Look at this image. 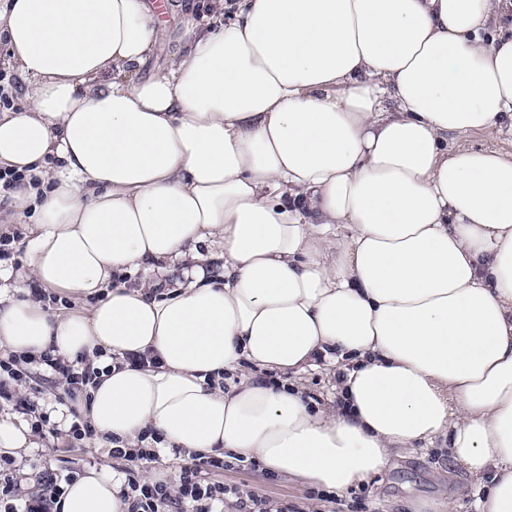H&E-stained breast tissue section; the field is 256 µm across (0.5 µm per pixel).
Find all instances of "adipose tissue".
Instances as JSON below:
<instances>
[{"label":"adipose tissue","mask_w":512,"mask_h":512,"mask_svg":"<svg viewBox=\"0 0 512 512\" xmlns=\"http://www.w3.org/2000/svg\"><path fill=\"white\" fill-rule=\"evenodd\" d=\"M512 0H0V353L96 356L77 408L343 493L444 436L512 512ZM168 69L143 78L153 49ZM138 273L139 285L115 282ZM61 294L53 311L35 289ZM152 357L114 368L112 356ZM334 367L340 404L296 380ZM87 470L61 512H124ZM0 70L6 75V78L10 80V83L13 84L12 88H9L12 91L14 106L19 107L25 103L24 93L26 89V82L16 74V72L7 65L5 60V55L0 53ZM0 75V103H3V106L9 107L12 104V96L10 99L9 93L5 92V87L2 85V81L5 79V76ZM7 79L5 82H7ZM448 144L450 147L457 146L458 144H466L474 148L494 146L503 153L512 155V137L500 135L494 130L468 134L460 138L449 135ZM0 231L3 234L17 233L19 240L11 254L10 259L1 261V269L18 270L25 266L27 259V243L29 240V224H1ZM0 235V260L1 257H8L12 250V244L15 242V237L8 235Z\"/></svg>","instance_id":"obj_1"}]
</instances>
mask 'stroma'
<instances>
[{
  "label": "stroma",
  "mask_w": 512,
  "mask_h": 512,
  "mask_svg": "<svg viewBox=\"0 0 512 512\" xmlns=\"http://www.w3.org/2000/svg\"><path fill=\"white\" fill-rule=\"evenodd\" d=\"M27 395L50 412L57 429L56 436L37 437L36 447L21 453V460L33 463L28 481H35L37 473L47 469L62 474L72 468L116 473L124 468L123 460L109 458L106 451L68 447L69 419L62 414L61 390L54 382L36 377ZM446 445L440 437L424 448L400 450L384 472L351 488L339 501L322 503V512H412L414 503L422 499L439 502L444 512H472L468 496L472 479L450 459ZM221 478L225 484L256 491L288 506L290 512H311L313 508L308 487L261 466L243 469L232 465Z\"/></svg>",
  "instance_id": "35a3bbf8"
}]
</instances>
